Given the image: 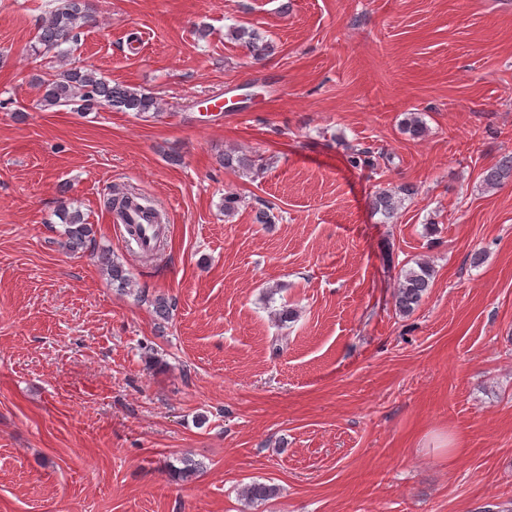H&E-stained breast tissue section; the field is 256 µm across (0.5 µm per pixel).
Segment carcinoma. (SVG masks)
<instances>
[{
	"label": "carcinoma",
	"instance_id": "carcinoma-1",
	"mask_svg": "<svg viewBox=\"0 0 512 512\" xmlns=\"http://www.w3.org/2000/svg\"><path fill=\"white\" fill-rule=\"evenodd\" d=\"M55 6L47 19L37 27L29 45L34 58L53 55L61 62L67 60L71 47L78 45L80 30L92 21L91 0H54ZM231 39L245 44L256 58H264L275 52L273 42L260 37L254 30L237 26L230 31ZM39 96L35 108L40 111L69 108L73 111L114 109L121 112L144 114L159 110L157 97L135 87L112 82L99 75L92 67L60 66L54 72L36 77ZM401 129L411 138H420L426 131L425 123L417 112L405 113ZM220 164L234 171H250L256 165L251 156L226 152L220 156ZM512 180V156L505 157L484 172V181L490 186ZM137 202V195L129 191H117L106 200L111 213L123 218L124 211ZM401 198L389 189H381L372 199L374 212L389 220L399 208ZM58 211L63 220L65 244L73 249H84L94 242L93 227L86 222L82 211L73 208L66 201H59ZM99 263L112 279V284L123 291L130 285V278L123 265L113 260L108 249H101L97 255ZM434 270L426 261H417L415 266L401 271L396 295V304L401 312L410 314L419 306L429 288L432 287ZM182 467H174V475L187 481L199 472L200 464L189 457L181 459ZM277 495V487L271 484L253 482L241 490V496L249 504L264 503Z\"/></svg>",
	"mask_w": 512,
	"mask_h": 512
}]
</instances>
